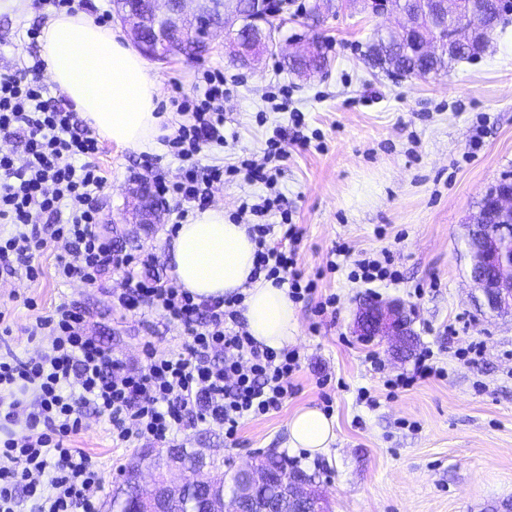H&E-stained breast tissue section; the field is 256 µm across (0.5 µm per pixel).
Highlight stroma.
<instances>
[{
  "mask_svg": "<svg viewBox=\"0 0 512 512\" xmlns=\"http://www.w3.org/2000/svg\"><path fill=\"white\" fill-rule=\"evenodd\" d=\"M314 0H289L280 36H320L328 45L329 71L311 78L284 71L279 55L253 68L233 62L221 32L201 59L152 61L162 83V108L175 88L193 92L205 68L223 70L235 81L224 103L233 139L198 158L199 169L230 166L262 156L268 139L286 151L275 175L292 223L302 231L296 247L305 277L317 278L309 301L295 304L292 348L302 355L295 390L282 407L245 420L235 443L221 427L190 426L176 444L222 457L233 471L249 455L275 450L314 474L331 512H512V315L478 311L463 256L465 226L485 194L512 174V15L478 58L456 63L447 75L398 77L373 68L366 45L382 23L360 0H333L325 20L310 28L304 13ZM56 12L48 0H0V70L39 54L27 32L43 27ZM305 115L296 129L292 111ZM98 162L107 184L98 199L103 224L115 246L150 253L160 273H169V228L174 208H163L157 224L132 220L130 188L145 169L175 180L182 163L168 148L140 151L103 141ZM243 177L213 185L211 203L229 221L250 222L243 203L264 194ZM351 258L389 250L402 280L366 289L346 271L327 272L339 243ZM60 242L40 257L38 280L0 281V307L11 314L9 343L19 355L36 354L41 342L25 329L37 315L71 302L88 317V330L115 357L137 364L145 345L178 350L187 340L181 325L148 311L119 312L112 296L121 292V271L105 272L97 283L62 282L54 276ZM337 298L335 311L319 316L318 303ZM404 303L415 335L414 350L393 352L387 343H366L354 333L361 305L371 296ZM482 343L477 363L459 355ZM434 353L446 374L389 393L385 378L412 370L419 351ZM377 351L383 372L366 355ZM370 389L374 404L358 397ZM303 407L332 416L336 439L329 454L308 456L288 445V420ZM103 471L96 489L106 501L122 471L147 449L139 442L116 448L106 426L87 415L72 441Z\"/></svg>",
  "mask_w": 512,
  "mask_h": 512,
  "instance_id": "obj_1",
  "label": "stroma"
}]
</instances>
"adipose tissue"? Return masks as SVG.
<instances>
[{"label":"adipose tissue","mask_w":512,"mask_h":512,"mask_svg":"<svg viewBox=\"0 0 512 512\" xmlns=\"http://www.w3.org/2000/svg\"><path fill=\"white\" fill-rule=\"evenodd\" d=\"M40 46L52 81L100 136L145 149L169 134L171 116L159 109L161 84L121 31L84 11L62 13L43 28ZM254 254L246 225L228 222L222 207H208L178 225L170 265L195 300L244 293L249 333L278 350L292 338L294 308L285 288L252 279ZM335 438L334 419L319 409H299L288 422L290 447L309 454L328 453Z\"/></svg>","instance_id":"1"}]
</instances>
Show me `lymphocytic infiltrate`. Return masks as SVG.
<instances>
[{
  "instance_id": "obj_1",
  "label": "lymphocytic infiltrate",
  "mask_w": 512,
  "mask_h": 512,
  "mask_svg": "<svg viewBox=\"0 0 512 512\" xmlns=\"http://www.w3.org/2000/svg\"><path fill=\"white\" fill-rule=\"evenodd\" d=\"M43 70V61L34 58L0 73V136L22 142L20 152L0 153V224L11 227L0 234V279H37L35 257L48 240L61 241L65 251L54 265L59 280L92 283L105 270L123 271L118 306L154 311L188 334L176 352L146 346L133 369L89 336L84 312L64 302L28 327L29 338L45 332L51 337L37 356L0 352V512H99L93 491L103 473L71 445L85 412L108 425L118 448L138 440L164 444L199 423L221 426L232 440L244 420L282 406L301 355L264 347L248 333L241 317L244 294L195 301L175 280L142 278L137 267L152 264V256L117 250L98 232V197L107 182L95 160L101 141L90 125L78 122L71 101H50ZM202 79V94L191 97L179 89L170 98L185 121L164 141L187 162L225 140L224 102L232 90L223 72L207 70ZM223 180V169L213 166L205 177L190 168L180 180L158 178L154 186L159 199L180 203L184 219L206 208L211 186ZM283 205L277 195L250 207L259 218L249 227L256 246L253 273L286 285L297 303L317 288L297 268L293 245L300 230L286 221H262ZM43 221L52 227L50 237L42 235Z\"/></svg>"
}]
</instances>
